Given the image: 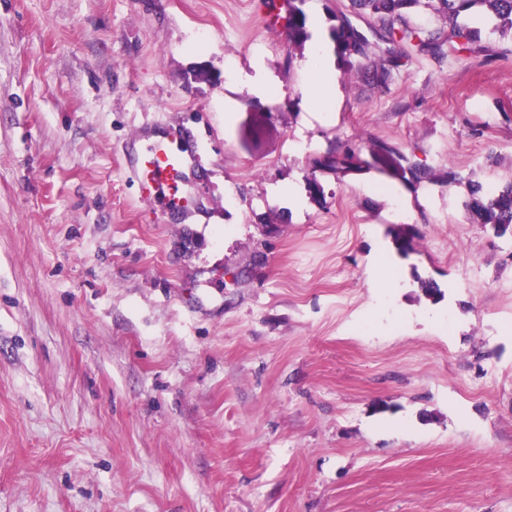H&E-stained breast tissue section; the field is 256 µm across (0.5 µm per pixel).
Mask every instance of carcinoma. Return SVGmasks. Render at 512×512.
Instances as JSON below:
<instances>
[{"instance_id": "carcinoma-1", "label": "carcinoma", "mask_w": 512, "mask_h": 512, "mask_svg": "<svg viewBox=\"0 0 512 512\" xmlns=\"http://www.w3.org/2000/svg\"><path fill=\"white\" fill-rule=\"evenodd\" d=\"M293 7L288 11V38L294 44L309 39L307 16L299 4L304 0H288ZM350 12L369 15L381 24V30L366 33L352 24L347 15L340 18V25L333 30L337 52L346 66L364 74L374 85L384 87L392 71L402 65L401 58L390 56L376 66L364 64L372 48L379 42H399L413 51L429 52L438 57L451 56L457 60L475 53V44L480 41L481 28L491 34L512 39V0H349ZM432 9L448 23V30L415 27L402 16L406 10ZM377 152L385 157L389 173L409 183H419L431 177V173L407 163V158L384 145H377ZM316 166L328 169L339 167L359 169L360 158L348 152L344 158L333 159L326 155L317 160ZM470 211L483 224H490L494 232L504 236L512 231V183L493 194L483 191L479 184L470 187ZM393 244L401 254L414 250V233L408 228H399L393 233Z\"/></svg>"}]
</instances>
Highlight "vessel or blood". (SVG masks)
<instances>
[{"instance_id": "1", "label": "vessel or blood", "mask_w": 512, "mask_h": 512, "mask_svg": "<svg viewBox=\"0 0 512 512\" xmlns=\"http://www.w3.org/2000/svg\"><path fill=\"white\" fill-rule=\"evenodd\" d=\"M176 127L159 129L143 141L131 175L142 201L173 211H190L194 198L187 189L189 156L179 146Z\"/></svg>"}]
</instances>
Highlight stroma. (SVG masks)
Instances as JSON below:
<instances>
[{"label":"stroma","mask_w":512,"mask_h":512,"mask_svg":"<svg viewBox=\"0 0 512 512\" xmlns=\"http://www.w3.org/2000/svg\"><path fill=\"white\" fill-rule=\"evenodd\" d=\"M287 17L0 0V512H512V238L467 207L512 182V43L382 45L380 88L330 41L321 116ZM147 123L208 145L192 214L136 194ZM371 140L432 179L314 171Z\"/></svg>","instance_id":"obj_1"}]
</instances>
